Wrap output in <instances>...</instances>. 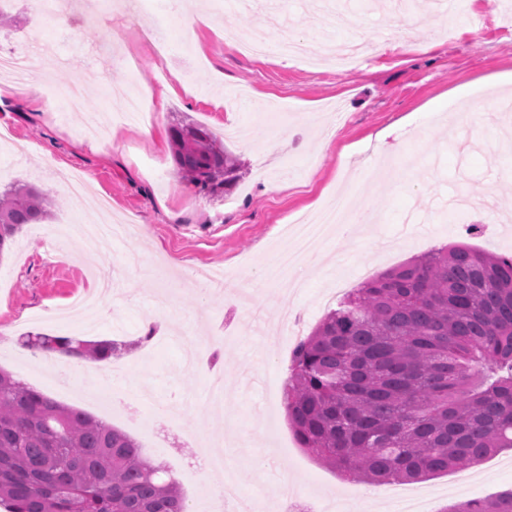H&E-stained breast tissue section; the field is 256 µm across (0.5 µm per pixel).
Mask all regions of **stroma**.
<instances>
[{
    "label": "stroma",
    "mask_w": 512,
    "mask_h": 512,
    "mask_svg": "<svg viewBox=\"0 0 512 512\" xmlns=\"http://www.w3.org/2000/svg\"><path fill=\"white\" fill-rule=\"evenodd\" d=\"M165 0H140L137 20L126 23L124 50L132 71L112 61L94 76L98 48L112 35L116 18L104 11L97 26L61 28L50 14H37L28 0H10L15 21L0 28V45L29 52L37 87L0 78V187L27 180L57 199L49 228L66 227L63 250L47 259L42 236L23 227L0 257V369L56 401L83 410L133 437L144 456L166 466L193 512H210L212 485L196 464L189 441L221 449L242 492L262 491L272 512H400L388 499L363 501L357 482L317 461L299 445L288 424L284 386L293 343L271 346L265 320L281 302L306 314L310 333L327 312L326 296L342 269L370 265L379 274L441 245L467 243L484 252L512 256V176L505 146L487 147L469 125H448V108H470L489 75L512 72V33L501 16L512 0H496L482 27L468 15L452 20L455 37L417 29L399 42L383 19L412 10L434 12L435 0H344L328 23L318 8L297 9V0H204L202 20L171 14ZM292 15L296 33L310 42L349 36L358 12L365 44L357 66L339 72L312 70L277 52L262 58L241 53L226 39L225 26L272 39V7ZM162 24L166 51L156 58L137 28ZM223 80H215V73ZM207 96L195 102L169 96L162 115L149 119V133L132 124L111 129L108 141L80 136L83 115L66 109L65 93L75 84L86 91L91 110L120 111L109 100L107 80L132 82L134 89H161L174 78ZM44 107L31 109V97ZM224 101L215 108L213 99ZM192 120L222 136L241 163L243 177L230 196L210 198L196 188L180 190L169 128ZM164 178H151L147 165ZM85 174L91 191L112 201V217L138 229L113 241L104 261L87 260L82 226L101 223L100 214L78 206L54 170ZM349 192L356 207L380 215L362 239L334 235L325 250L290 269L307 288L283 295L265 279L264 264L287 222L323 205L336 191ZM472 207L451 205L455 195ZM202 268L231 276L226 292L183 289ZM112 282L95 329L80 322H36V314L63 306L72 292ZM163 313V343H140L145 319ZM86 340L136 341L119 358L122 378L106 381L111 399L90 395L82 385L46 376L37 354L16 353L28 334ZM193 401L177 421L164 417L170 401ZM430 512L512 490V449L465 468L416 483Z\"/></svg>",
    "instance_id": "stroma-1"
}]
</instances>
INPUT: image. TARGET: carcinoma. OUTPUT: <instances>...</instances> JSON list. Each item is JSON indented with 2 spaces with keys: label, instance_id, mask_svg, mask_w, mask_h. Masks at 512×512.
I'll return each mask as SVG.
<instances>
[{
  "label": "carcinoma",
  "instance_id": "cac0c4a2",
  "mask_svg": "<svg viewBox=\"0 0 512 512\" xmlns=\"http://www.w3.org/2000/svg\"><path fill=\"white\" fill-rule=\"evenodd\" d=\"M176 174L230 194L242 166L204 125L170 128ZM49 192L0 190V255L52 219ZM35 351L99 362L122 344L38 334ZM301 448L351 479L422 480L512 448V258L435 249L364 282L296 344L285 389ZM126 433L0 370L5 512H191ZM441 512H512V492Z\"/></svg>",
  "mask_w": 512,
  "mask_h": 512
}]
</instances>
